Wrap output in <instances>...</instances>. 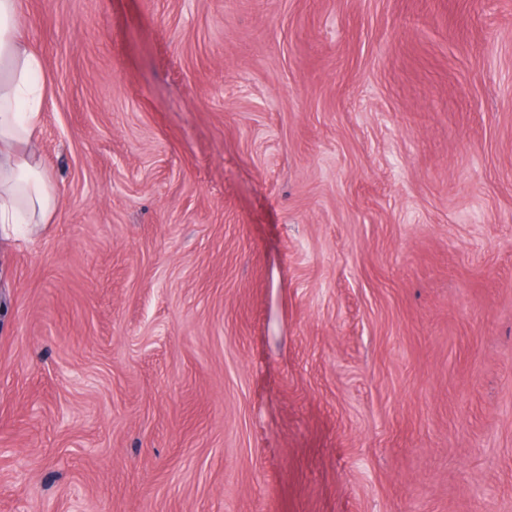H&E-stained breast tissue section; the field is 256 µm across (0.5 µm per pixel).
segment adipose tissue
I'll use <instances>...</instances> for the list:
<instances>
[{
  "label": "adipose tissue",
  "instance_id": "obj_1",
  "mask_svg": "<svg viewBox=\"0 0 512 512\" xmlns=\"http://www.w3.org/2000/svg\"><path fill=\"white\" fill-rule=\"evenodd\" d=\"M41 68L21 34L18 0H0V237H10L19 224L49 223L58 206L33 148L42 88L31 76Z\"/></svg>",
  "mask_w": 512,
  "mask_h": 512
}]
</instances>
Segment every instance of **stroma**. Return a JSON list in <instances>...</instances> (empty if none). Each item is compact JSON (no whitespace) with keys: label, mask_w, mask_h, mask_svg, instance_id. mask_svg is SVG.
Listing matches in <instances>:
<instances>
[{"label":"stroma","mask_w":512,"mask_h":512,"mask_svg":"<svg viewBox=\"0 0 512 512\" xmlns=\"http://www.w3.org/2000/svg\"><path fill=\"white\" fill-rule=\"evenodd\" d=\"M19 4L0 512H512V0ZM17 0H0V237L15 224L34 228L55 214L53 181L33 148L42 87L31 80L41 60L20 30ZM25 110V112H21Z\"/></svg>","instance_id":"1"}]
</instances>
